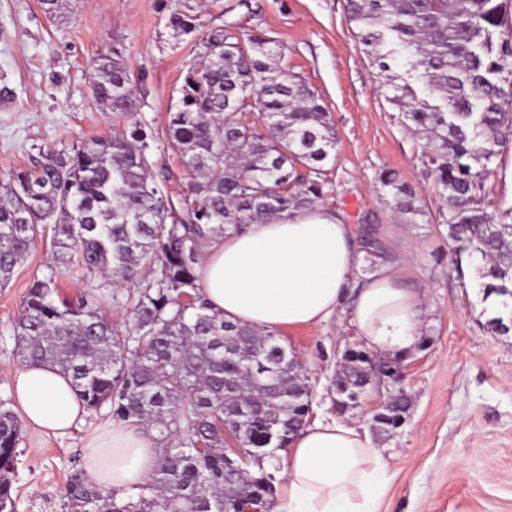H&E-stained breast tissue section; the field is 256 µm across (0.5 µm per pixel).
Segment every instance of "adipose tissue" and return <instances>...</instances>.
I'll return each mask as SVG.
<instances>
[{"label": "adipose tissue", "mask_w": 512, "mask_h": 512, "mask_svg": "<svg viewBox=\"0 0 512 512\" xmlns=\"http://www.w3.org/2000/svg\"><path fill=\"white\" fill-rule=\"evenodd\" d=\"M363 249L355 225L314 207L249 224L206 242L198 284L225 320L268 331L315 329L343 311L365 348L388 356L413 350L424 301L401 284L403 266L386 263L363 281L355 274ZM24 420L44 435L64 436L83 424L86 408L68 377L48 366L11 374ZM158 458L143 430H99L86 444L88 483L138 490ZM287 483L271 512H379L388 484L376 443L345 422L315 418L291 441Z\"/></svg>", "instance_id": "obj_1"}]
</instances>
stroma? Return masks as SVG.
Returning <instances> with one entry per match:
<instances>
[{"label": "stroma", "mask_w": 512, "mask_h": 512, "mask_svg": "<svg viewBox=\"0 0 512 512\" xmlns=\"http://www.w3.org/2000/svg\"><path fill=\"white\" fill-rule=\"evenodd\" d=\"M203 26L278 40V63L320 96L336 128L326 161L331 192L324 209L347 223L372 225L388 259L407 258L405 285L425 299L421 333L428 343L403 360L412 406L404 425L379 448L389 484L381 512H512V334L486 325L480 256L463 260L464 278L449 271L448 202L421 162L422 143L405 130L385 99L379 67L363 51L345 0H190ZM59 23L42 0H0V180L32 166L39 150H68L131 120L164 131L178 80L197 49L167 23L170 0H68ZM120 48L145 104L136 117L91 101L90 66ZM512 140L486 183L487 211L512 206ZM387 168L415 187L424 216L399 221L374 175ZM51 240L42 238L0 288V400L13 399L10 371L21 368L12 326L34 277L46 271ZM313 386V411L335 416L328 387L336 354L358 338L347 320L281 332ZM88 412L69 435L23 428L14 475V512H69L64 487L82 466L85 442L110 425Z\"/></svg>", "instance_id": "stroma-1"}]
</instances>
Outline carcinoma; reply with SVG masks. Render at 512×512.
<instances>
[{"label":"carcinoma","instance_id":"obj_1","mask_svg":"<svg viewBox=\"0 0 512 512\" xmlns=\"http://www.w3.org/2000/svg\"><path fill=\"white\" fill-rule=\"evenodd\" d=\"M365 53L383 72L386 99L402 126L423 142L422 159L448 199L445 218L456 258L478 254L483 300L498 299L487 320L512 332V207L497 218L485 208L486 177L512 136V0H346ZM168 24L199 46L168 113L167 148L180 167L154 159L146 125L86 139L69 152H42L35 164L0 182V286L6 287L36 236L51 231L47 272L33 279L12 327L28 365L67 375L86 409L108 407L112 420L156 431L157 465L135 496L68 479L70 512H237L275 493L264 463L307 422L312 386L277 358L276 333L229 323L197 283L202 248L238 231L316 205L330 191L325 161L336 129L318 93L274 59L279 44L234 26L201 30L193 6L177 3ZM403 60L396 74L389 61ZM91 93L108 112L130 116L142 97L120 50L93 60ZM256 109L250 122L245 108ZM308 173L296 175V165ZM382 191L405 224L424 216L414 189L382 169ZM41 187L27 195L23 187ZM364 271L375 269L380 243L360 229ZM100 279L91 299L60 296L62 271ZM129 312L114 326L104 309ZM366 362L346 363L338 383L357 391ZM410 407L391 392L373 422L380 438L398 429ZM20 422L0 400V512L13 507ZM250 449L226 467L225 436ZM203 444L204 449L197 448Z\"/></svg>","mask_w":512,"mask_h":512}]
</instances>
